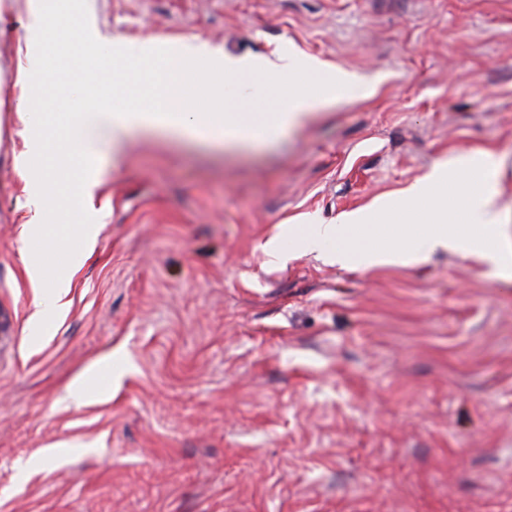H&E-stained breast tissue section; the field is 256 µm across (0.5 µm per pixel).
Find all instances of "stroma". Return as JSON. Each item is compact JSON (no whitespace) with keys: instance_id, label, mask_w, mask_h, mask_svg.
<instances>
[{"instance_id":"1","label":"stroma","mask_w":512,"mask_h":512,"mask_svg":"<svg viewBox=\"0 0 512 512\" xmlns=\"http://www.w3.org/2000/svg\"><path fill=\"white\" fill-rule=\"evenodd\" d=\"M86 3L101 38L297 53L370 91L247 145L104 147L42 331L14 106L39 0H0V512H512V282L443 250L342 267L291 230L486 150L512 231V0Z\"/></svg>"}]
</instances>
